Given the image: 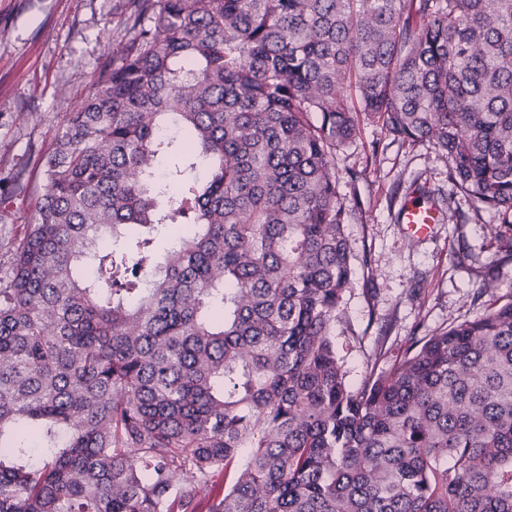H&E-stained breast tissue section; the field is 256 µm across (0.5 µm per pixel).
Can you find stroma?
Segmentation results:
<instances>
[{"mask_svg":"<svg viewBox=\"0 0 512 512\" xmlns=\"http://www.w3.org/2000/svg\"><path fill=\"white\" fill-rule=\"evenodd\" d=\"M133 0H0V279L34 220L44 159L64 116L126 43ZM349 215L352 286L332 327L351 385L390 373L411 344L512 302V259L500 220L454 187L429 141H403L362 123L336 154ZM426 191L443 219L423 239L398 221L402 203Z\"/></svg>","mask_w":512,"mask_h":512,"instance_id":"obj_1","label":"stroma"}]
</instances>
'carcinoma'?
Returning <instances> with one entry per match:
<instances>
[{
    "label": "carcinoma",
    "mask_w": 512,
    "mask_h": 512,
    "mask_svg": "<svg viewBox=\"0 0 512 512\" xmlns=\"http://www.w3.org/2000/svg\"><path fill=\"white\" fill-rule=\"evenodd\" d=\"M136 2L0 288V512H512V302L331 338L359 119L512 214V0Z\"/></svg>",
    "instance_id": "obj_1"
}]
</instances>
